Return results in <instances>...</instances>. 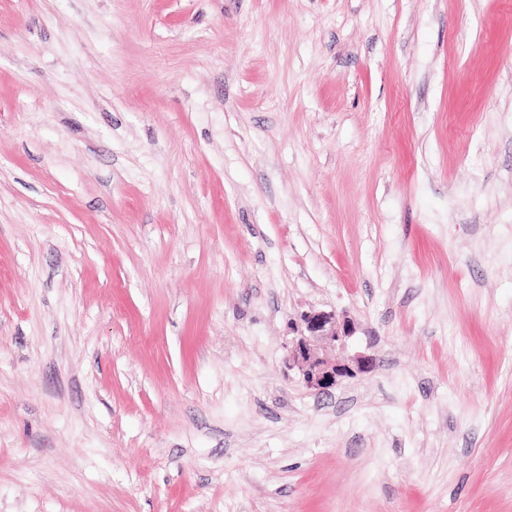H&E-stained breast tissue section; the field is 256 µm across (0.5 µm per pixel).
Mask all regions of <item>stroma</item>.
I'll return each instance as SVG.
<instances>
[{
    "label": "stroma",
    "mask_w": 512,
    "mask_h": 512,
    "mask_svg": "<svg viewBox=\"0 0 512 512\" xmlns=\"http://www.w3.org/2000/svg\"><path fill=\"white\" fill-rule=\"evenodd\" d=\"M0 512H512V0H0ZM297 336H293V347L285 360L284 367L299 375L303 385L318 393L329 392L343 377L355 372H371L376 359L357 356L352 364L333 362L322 353L325 347L344 346L353 334L348 317L342 313L307 311L301 313L299 323L293 324Z\"/></svg>",
    "instance_id": "stroma-1"
}]
</instances>
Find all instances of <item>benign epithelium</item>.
<instances>
[{
	"label": "benign epithelium",
	"mask_w": 512,
	"mask_h": 512,
	"mask_svg": "<svg viewBox=\"0 0 512 512\" xmlns=\"http://www.w3.org/2000/svg\"><path fill=\"white\" fill-rule=\"evenodd\" d=\"M297 336L285 360L287 372H296L303 385L318 393L336 387L342 378L355 372H370L376 367V359L358 356L352 363L333 362L322 353L326 347L345 345L353 334L350 320L344 314L325 311L301 313L299 322L293 324Z\"/></svg>",
	"instance_id": "benign-epithelium-1"
}]
</instances>
